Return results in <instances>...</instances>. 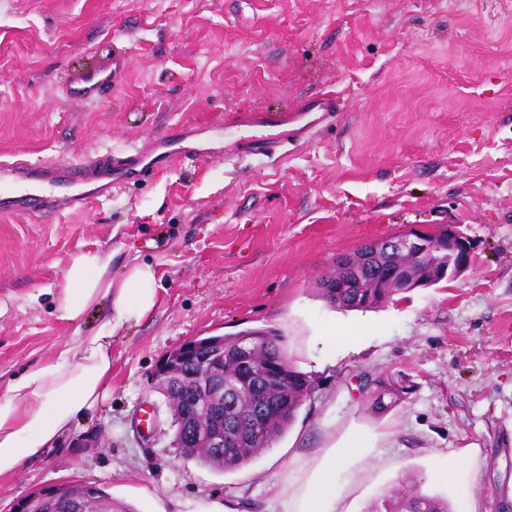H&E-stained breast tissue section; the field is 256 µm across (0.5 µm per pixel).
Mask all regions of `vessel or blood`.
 Segmentation results:
<instances>
[{
	"mask_svg": "<svg viewBox=\"0 0 512 512\" xmlns=\"http://www.w3.org/2000/svg\"><path fill=\"white\" fill-rule=\"evenodd\" d=\"M125 68L124 56L113 54L100 61L95 69L67 74L64 90L73 100L94 102L118 85ZM199 155V150L183 145L176 134L167 133L159 137L153 149L148 152L133 147L107 156L88 155L75 164L56 159L36 166L19 161L1 162L0 182L11 181L13 188L7 192L0 191V213L28 214L36 207L44 213L54 212V198L36 191L41 184L69 185L70 206L82 209L111 188L127 183L130 179L149 178L173 161Z\"/></svg>",
	"mask_w": 512,
	"mask_h": 512,
	"instance_id": "1",
	"label": "vessel or blood"
}]
</instances>
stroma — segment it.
I'll return each instance as SVG.
<instances>
[{
    "mask_svg": "<svg viewBox=\"0 0 512 512\" xmlns=\"http://www.w3.org/2000/svg\"><path fill=\"white\" fill-rule=\"evenodd\" d=\"M127 59L121 86L69 101L68 72ZM335 95L334 112L310 100ZM292 112L279 127L244 124ZM190 125L200 160L114 187L81 211L0 214V396L69 337L56 318L71 257L110 254L160 272V303L112 338V395L61 446L0 478V512L53 482L102 486L130 512H284L352 432L365 457L337 476L340 512H365L402 476L451 512L512 504V0H0V161L117 153ZM273 138L270 162L250 143ZM471 243L461 278L373 311L315 294L338 257L409 226ZM270 330L311 391L287 433L221 472L177 455L153 377L185 341ZM352 345L322 347L329 332ZM411 388L376 409L371 380ZM96 435L100 444L81 447ZM471 448L454 484L437 460Z\"/></svg>",
    "mask_w": 512,
    "mask_h": 512,
    "instance_id": "obj_1",
    "label": "stroma"
}]
</instances>
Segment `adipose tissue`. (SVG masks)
Segmentation results:
<instances>
[{
    "label": "adipose tissue",
    "mask_w": 512,
    "mask_h": 512,
    "mask_svg": "<svg viewBox=\"0 0 512 512\" xmlns=\"http://www.w3.org/2000/svg\"><path fill=\"white\" fill-rule=\"evenodd\" d=\"M110 258L97 249L75 254L58 285L56 317L80 322L102 301L110 310L89 336L68 338L49 362L25 369L0 397V476L17 473L66 436L74 422L102 405L112 391V336L149 317L160 302L158 272L132 265L120 283L108 275ZM345 451L322 468L295 512H337L336 472L345 458L363 454L362 435L351 434Z\"/></svg>",
    "instance_id": "adipose-tissue-1"
}]
</instances>
